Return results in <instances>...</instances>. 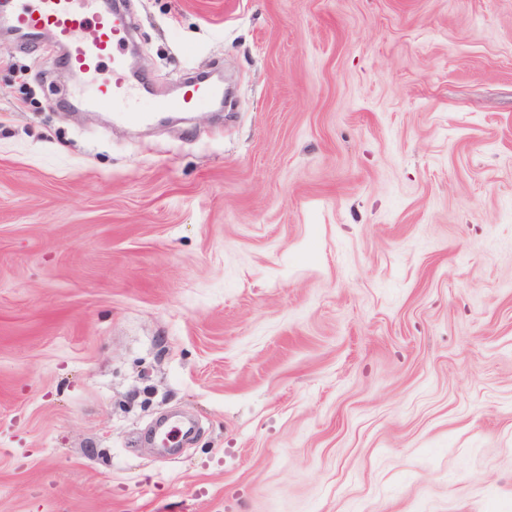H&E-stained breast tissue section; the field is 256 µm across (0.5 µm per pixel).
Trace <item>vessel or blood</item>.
Instances as JSON below:
<instances>
[{
	"mask_svg": "<svg viewBox=\"0 0 512 512\" xmlns=\"http://www.w3.org/2000/svg\"><path fill=\"white\" fill-rule=\"evenodd\" d=\"M0 16L28 40H37L46 31L54 34L65 49V71L83 78L86 104L111 107L116 118L127 124L143 120L134 98L137 86L146 85L147 79H130L122 65L120 49L129 39L131 22L115 0H0ZM85 28L92 29L93 38L76 39V32ZM107 62L112 65V78L102 83L99 71ZM221 92L217 85L196 80L180 97L161 102L160 108L187 110L194 99L209 100Z\"/></svg>",
	"mask_w": 512,
	"mask_h": 512,
	"instance_id": "1",
	"label": "vessel or blood"
}]
</instances>
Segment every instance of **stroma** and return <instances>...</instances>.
<instances>
[{
    "label": "stroma",
    "instance_id": "obj_1",
    "mask_svg": "<svg viewBox=\"0 0 512 512\" xmlns=\"http://www.w3.org/2000/svg\"><path fill=\"white\" fill-rule=\"evenodd\" d=\"M126 6L136 124L0 39V512H512V0ZM187 88L191 90H186L180 97L161 102L159 109L164 111L188 110L191 109L195 98L210 100L223 93L221 87L201 80L190 82Z\"/></svg>",
    "mask_w": 512,
    "mask_h": 512
}]
</instances>
